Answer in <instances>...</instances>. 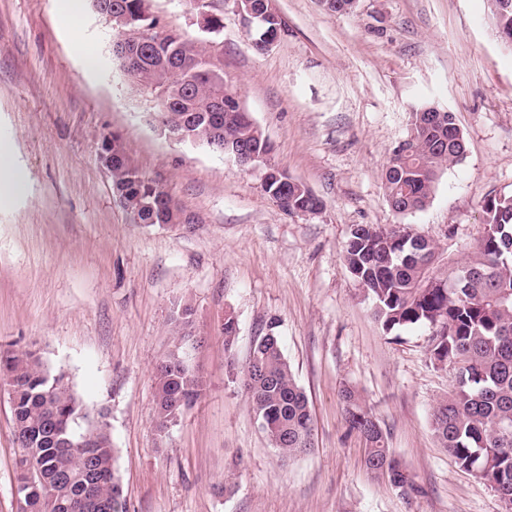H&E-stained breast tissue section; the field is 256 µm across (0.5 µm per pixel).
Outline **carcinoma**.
<instances>
[{
    "label": "carcinoma",
    "mask_w": 512,
    "mask_h": 512,
    "mask_svg": "<svg viewBox=\"0 0 512 512\" xmlns=\"http://www.w3.org/2000/svg\"><path fill=\"white\" fill-rule=\"evenodd\" d=\"M95 11L126 19L125 28L148 34L139 55L121 61L125 75L138 90L163 92L156 100L160 116L181 118L188 135L216 151L210 137L222 132L229 149L240 147L270 153L271 144L229 83L213 86L205 77L210 62L197 42L160 24L147 0H92ZM281 30L256 25L251 38L257 50L265 39H278ZM410 113L407 135L392 151L382 173L386 198L399 214L424 209L433 198L440 173L465 154L464 137L448 130V115L433 122L425 109ZM103 150L113 162L112 181L121 185L126 206L142 200L156 202L141 216L146 224H181L183 209L170 195L146 179L132 160L120 135L103 137ZM264 190L284 212L313 211L321 201L302 182L281 183L275 176ZM483 232L474 242L460 244L468 252L465 263L436 243H414L408 224L356 226L343 258L362 292L374 305V314L387 331L425 326L432 330L430 356L440 365H452L455 383L433 408L432 430L441 447L459 466L485 481L500 500L512 504V195H491L482 204ZM250 354L259 363L242 371L253 411L272 445L294 457L312 448L313 419L308 397L295 381L274 333L259 337ZM180 354L171 353L155 371L156 405L172 421L200 394L202 382L180 366ZM12 380L10 395L14 431L31 441L30 454L16 462L17 486L29 492L26 512H93L78 504L84 493L80 481L82 455L76 448H60L47 438L55 429L75 441L83 432L85 407L65 381L44 369L32 352L0 349V377ZM346 424L367 442L364 464L373 477L386 479L403 492L419 487L390 452L383 431L362 399L343 390ZM97 484L91 494L112 498L120 485L115 469L116 449L108 424L98 425Z\"/></svg>",
    "instance_id": "obj_1"
}]
</instances>
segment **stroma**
Listing matches in <instances>:
<instances>
[{"instance_id": "obj_1", "label": "stroma", "mask_w": 512, "mask_h": 512, "mask_svg": "<svg viewBox=\"0 0 512 512\" xmlns=\"http://www.w3.org/2000/svg\"><path fill=\"white\" fill-rule=\"evenodd\" d=\"M275 7L284 29L259 53L235 0H210L224 21L213 34L192 0H149L165 27L205 48L271 142L266 163L243 167L167 137L93 7L76 39L64 0H0V146L23 177L0 204V346L37 352L88 411L107 409L128 512H504L432 432L454 371L432 360L430 329L385 332L343 251L359 224H407L440 243L450 230L461 241L480 235L484 198L512 194V45L490 0H359L343 15L320 0ZM418 103L455 113L466 154L423 210L403 215L382 172ZM112 132L191 223H134L102 161ZM271 166L322 209L282 212L263 189ZM228 313L237 319L229 351ZM270 328L314 422L313 448L291 461L241 383ZM175 349L203 388L161 429L154 367ZM346 388L421 493L366 470L365 444L345 422ZM17 454L0 389V512L18 509Z\"/></svg>"}]
</instances>
